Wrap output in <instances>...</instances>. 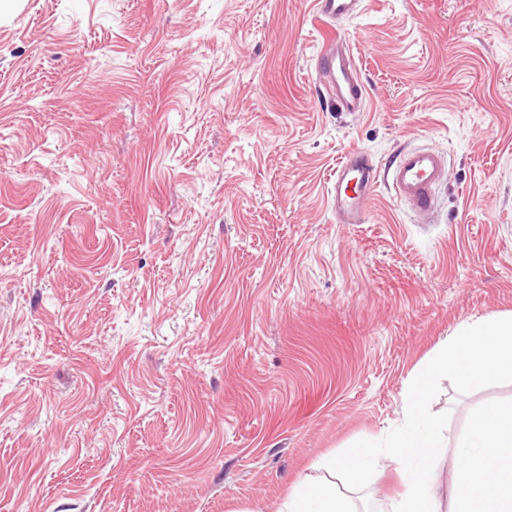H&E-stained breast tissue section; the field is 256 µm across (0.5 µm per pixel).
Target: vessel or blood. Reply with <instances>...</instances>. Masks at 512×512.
<instances>
[{
  "mask_svg": "<svg viewBox=\"0 0 512 512\" xmlns=\"http://www.w3.org/2000/svg\"><path fill=\"white\" fill-rule=\"evenodd\" d=\"M359 6L360 0H316V19L332 24L355 16ZM315 73L338 111H364L367 91L353 52L342 39H326L315 60ZM445 175L438 153L415 148L400 152L390 179L398 200L414 212L426 213L434 209L435 191ZM378 181L379 172L366 152L355 149L345 156L333 179V208L339 223H363Z\"/></svg>",
  "mask_w": 512,
  "mask_h": 512,
  "instance_id": "1",
  "label": "vessel or blood"
}]
</instances>
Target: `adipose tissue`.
Here are the masks:
<instances>
[{
    "mask_svg": "<svg viewBox=\"0 0 512 512\" xmlns=\"http://www.w3.org/2000/svg\"><path fill=\"white\" fill-rule=\"evenodd\" d=\"M450 378L465 388L512 381V314L459 325L414 372L404 394L401 424L385 443L363 441L344 455L320 461L327 478L294 486L278 512H357L346 486L365 470L389 461L402 489L391 512H512V406L476 411L451 456L450 479L441 483L434 465L446 447L445 426L426 411L432 381Z\"/></svg>",
    "mask_w": 512,
    "mask_h": 512,
    "instance_id": "adipose-tissue-1",
    "label": "adipose tissue"
}]
</instances>
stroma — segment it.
I'll use <instances>...</instances> for the list:
<instances>
[{
  "instance_id": "1",
  "label": "stroma",
  "mask_w": 512,
  "mask_h": 512,
  "mask_svg": "<svg viewBox=\"0 0 512 512\" xmlns=\"http://www.w3.org/2000/svg\"><path fill=\"white\" fill-rule=\"evenodd\" d=\"M329 31L312 0L0 7V512H276L512 312V0H362L333 30L362 112L315 82ZM413 147L446 160L435 210L383 181L338 223L344 156ZM510 400L442 379L429 408L453 444Z\"/></svg>"
}]
</instances>
